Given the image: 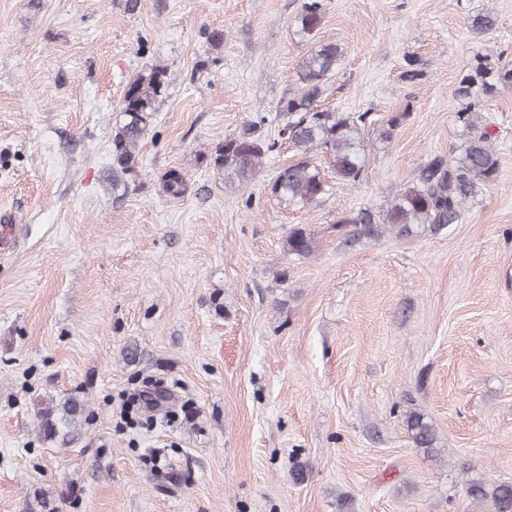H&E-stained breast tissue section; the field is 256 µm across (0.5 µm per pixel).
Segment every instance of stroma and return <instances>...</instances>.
Returning <instances> with one entry per match:
<instances>
[{
	"label": "stroma",
	"mask_w": 512,
	"mask_h": 512,
	"mask_svg": "<svg viewBox=\"0 0 512 512\" xmlns=\"http://www.w3.org/2000/svg\"><path fill=\"white\" fill-rule=\"evenodd\" d=\"M301 3L0 0V512H476L467 480L512 485V89L486 108L497 176L459 223L343 224L382 223L463 140L457 82L478 54L512 67V0H323L310 40ZM318 42L341 51L325 106L373 121L360 181L300 208L265 187L295 160L273 117ZM156 67L113 186L123 91ZM263 115L276 150L225 188L214 151ZM295 227L309 255L289 253ZM149 380L164 398L127 423ZM71 396L85 422L44 439L39 411ZM167 83V73L154 69L129 82L121 101L120 122L112 140V184L118 187L122 174L133 169L140 143L151 122L154 103ZM407 426L412 431L418 448H423L424 453L431 454L435 448V433L432 425L424 420L420 413H410L407 417Z\"/></svg>",
	"instance_id": "1"
}]
</instances>
